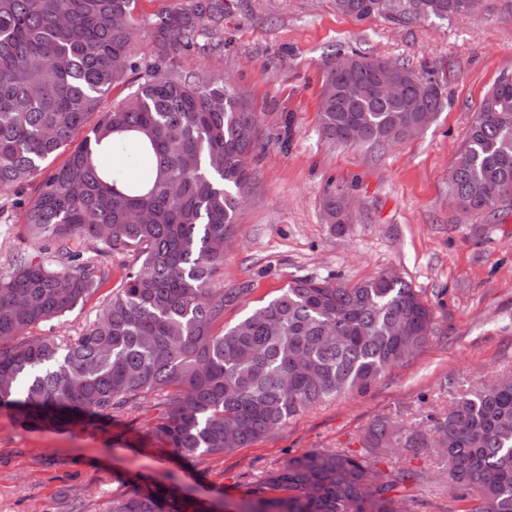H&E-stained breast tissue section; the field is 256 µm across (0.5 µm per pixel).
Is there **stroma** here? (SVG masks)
Wrapping results in <instances>:
<instances>
[{
  "label": "stroma",
  "mask_w": 512,
  "mask_h": 512,
  "mask_svg": "<svg viewBox=\"0 0 512 512\" xmlns=\"http://www.w3.org/2000/svg\"><path fill=\"white\" fill-rule=\"evenodd\" d=\"M224 45L202 33L186 69L224 75L259 123L249 159L257 179L237 216L219 279L244 296L225 324L276 296L290 279L353 285L387 271L418 291L432 311L428 345L393 366L365 393L308 409L266 438L193 458L177 457L154 428L162 399L71 426L26 427L0 409V512H109L133 485H179L231 505L289 457L314 448L360 452L376 419L426 425L458 391L512 372V206L496 217L462 214L448 198V173L477 109L502 75H512V0H484L479 15L409 23L383 12L364 20L332 0H223ZM407 64L440 84L445 106L414 137L383 149L325 138L319 111L327 67L340 54ZM350 201L342 227L324 208L331 191ZM47 253L29 237L12 191H0V273L17 254ZM117 251L106 286L37 336H75L134 263ZM419 475L403 494L406 512H467L442 478L430 448H396L378 463Z\"/></svg>",
  "instance_id": "stroma-1"
}]
</instances>
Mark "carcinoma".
I'll return each mask as SVG.
<instances>
[{"label":"carcinoma","mask_w":512,"mask_h":512,"mask_svg":"<svg viewBox=\"0 0 512 512\" xmlns=\"http://www.w3.org/2000/svg\"><path fill=\"white\" fill-rule=\"evenodd\" d=\"M139 0H0V189L24 206L29 236L51 259L23 255L0 275V408L30 424L110 414L163 396L157 433L183 456L245 448L292 417L348 391H365L429 342L432 312L399 276L349 286L296 278L224 327V305L246 294L217 285L224 251L254 172L258 119L221 74L178 69L203 30L222 44L220 0H175L150 18ZM375 0H333L358 20ZM482 0H407L406 22L477 13ZM151 29L155 58L137 89L103 107L135 70L134 45ZM397 97L375 92L385 69ZM439 85L398 62L343 55L327 72L324 134L386 147L409 137ZM90 127L79 143L75 134ZM66 159L51 164L61 154ZM448 193L474 212L512 206V76L482 99L451 167ZM97 244L96 257L71 248ZM137 253L94 321L67 340L31 336L110 278L106 257ZM378 420L372 452L433 448L466 512H512V374L465 390L425 427L394 434ZM375 459L312 449L253 484L235 512H400L396 489L417 474ZM110 512H214L170 487L136 489Z\"/></svg>","instance_id":"obj_1"}]
</instances>
